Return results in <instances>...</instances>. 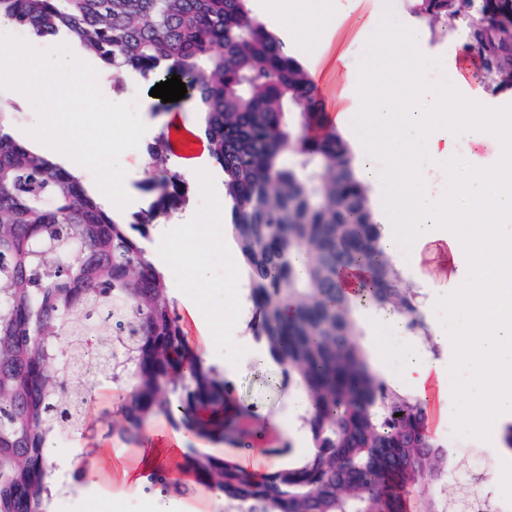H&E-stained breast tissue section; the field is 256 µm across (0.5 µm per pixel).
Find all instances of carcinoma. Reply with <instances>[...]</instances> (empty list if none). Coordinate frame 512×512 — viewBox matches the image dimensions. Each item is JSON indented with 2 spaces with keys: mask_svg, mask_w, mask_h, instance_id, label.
I'll use <instances>...</instances> for the list:
<instances>
[{
  "mask_svg": "<svg viewBox=\"0 0 512 512\" xmlns=\"http://www.w3.org/2000/svg\"><path fill=\"white\" fill-rule=\"evenodd\" d=\"M250 0H0V24L62 36L112 70L158 83L176 74L203 114L224 174L227 226L246 270L248 327L307 406L309 451L257 480L232 459L189 448L179 469L210 490L219 512H408L409 488H438L448 449L425 432L421 401L371 369L359 311L401 318L430 339L419 293L382 247L348 144L324 126L307 69L250 17ZM430 25L467 19L481 75L512 70V0H414ZM0 112V512H48V438L79 436L92 417L80 370L89 342L112 349V382L133 383L112 422L127 443L153 419L224 440L232 386L184 336L165 278L132 231L167 219L189 188L150 152L148 208L117 219L79 176L16 141ZM345 268L365 272L359 296ZM294 303L283 318L284 302ZM166 492L187 484L149 472Z\"/></svg>",
  "mask_w": 512,
  "mask_h": 512,
  "instance_id": "1",
  "label": "carcinoma"
}]
</instances>
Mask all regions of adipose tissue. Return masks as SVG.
<instances>
[{
	"mask_svg": "<svg viewBox=\"0 0 512 512\" xmlns=\"http://www.w3.org/2000/svg\"><path fill=\"white\" fill-rule=\"evenodd\" d=\"M258 21L275 31L290 51L307 57L317 40H332L339 29L335 10L313 18L306 0H256ZM372 43L367 80L348 79L340 98L343 107L334 121L355 124L353 154L357 177L383 198L379 216L382 241L394 248L398 235L409 236L417 246L438 243L452 257L451 287L429 291L431 302L446 307L460 327L455 336L441 337L447 358L428 354L417 340H407L401 380L419 397L436 391L435 416L446 422L452 397L449 375L459 369L480 375L490 392L491 418L479 417L473 425L483 447H491L497 422L512 419V365L499 361L500 352L512 347V266L492 257L499 243L497 228L512 223V154L502 148L512 143V113L475 112L452 94H431L413 56L424 38L417 23L391 28L378 15L364 24ZM162 126L171 135L170 147L177 165L198 176L202 187L218 190L219 167L211 157L206 139L186 111L165 112ZM465 127L473 135L477 151L471 156L476 174L462 172L457 161L453 130ZM425 151L447 168L457 183L452 199L436 197L429 182L414 168L411 156ZM385 153L391 167L378 170L373 159ZM197 215L162 225L155 237V251L171 266L196 279H204L202 255L209 247L205 234L182 251L171 249L183 225L198 223ZM185 437L177 432H154L128 457L100 455L97 472L110 484L139 486L142 471L161 458L185 448Z\"/></svg>",
	"mask_w": 512,
	"mask_h": 512,
	"instance_id": "adipose-tissue-1",
	"label": "adipose tissue"
}]
</instances>
